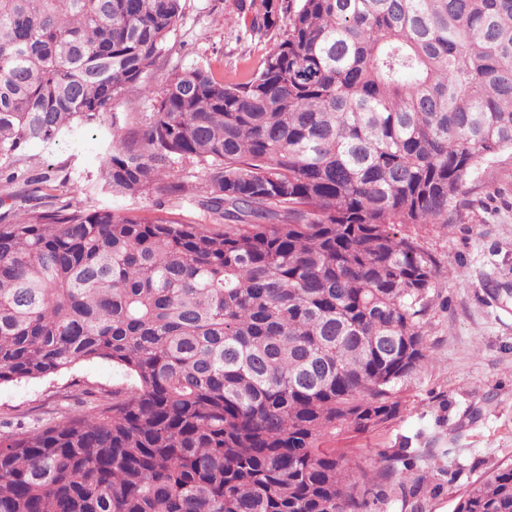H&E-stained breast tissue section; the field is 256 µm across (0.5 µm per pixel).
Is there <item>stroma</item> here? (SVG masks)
<instances>
[{
  "label": "stroma",
  "instance_id": "1",
  "mask_svg": "<svg viewBox=\"0 0 512 512\" xmlns=\"http://www.w3.org/2000/svg\"><path fill=\"white\" fill-rule=\"evenodd\" d=\"M235 0H183V15L156 66L153 83L197 65L237 78L254 70L268 39L245 38ZM109 124L52 145L33 143L14 166L52 172L81 187L87 209L169 211L200 217L188 199L171 204L152 192L134 198L105 189L99 167ZM439 261L423 319L427 358L402 383L398 412L374 431H343L337 452L391 473L370 512H453L469 486L512 463V152L483 162L467 177L444 224L413 230ZM131 377L111 361L80 362L60 374L0 384V433L33 430L64 413L103 403Z\"/></svg>",
  "mask_w": 512,
  "mask_h": 512
}]
</instances>
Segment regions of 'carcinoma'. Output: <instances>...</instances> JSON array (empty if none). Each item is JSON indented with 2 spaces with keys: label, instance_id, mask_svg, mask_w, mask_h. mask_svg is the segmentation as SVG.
<instances>
[{
  "label": "carcinoma",
  "instance_id": "obj_1",
  "mask_svg": "<svg viewBox=\"0 0 512 512\" xmlns=\"http://www.w3.org/2000/svg\"><path fill=\"white\" fill-rule=\"evenodd\" d=\"M276 31L257 71L146 80L182 0H0V177L104 122L113 194L204 220L87 210L26 180L0 215V384L106 359L112 404L0 435V512H366L388 471L328 447L376 429L426 359L437 258L481 162L512 150V0H236ZM50 198L49 207H26ZM454 512H512V465Z\"/></svg>",
  "mask_w": 512,
  "mask_h": 512
}]
</instances>
